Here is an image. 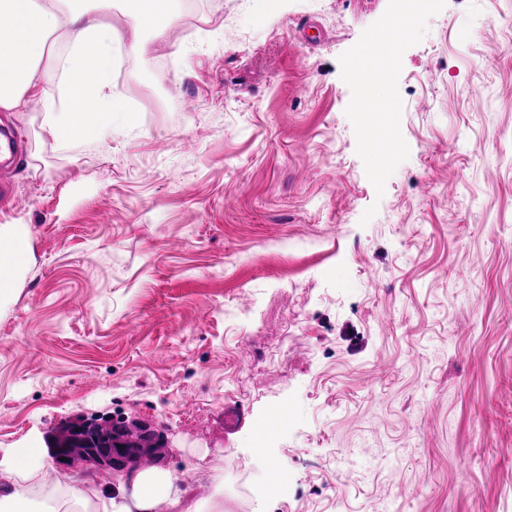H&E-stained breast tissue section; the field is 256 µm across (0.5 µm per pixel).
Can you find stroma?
<instances>
[{"label": "stroma", "mask_w": 512, "mask_h": 512, "mask_svg": "<svg viewBox=\"0 0 512 512\" xmlns=\"http://www.w3.org/2000/svg\"><path fill=\"white\" fill-rule=\"evenodd\" d=\"M397 0H196L112 77L136 126L59 145L41 99L0 224V456L94 414L228 512H512V0H434L359 110ZM29 230L25 224H0V246L10 243L9 252L0 251V305L6 301L28 257ZM93 422L97 423L99 425H103V426H110L111 424H108V423L112 422V430L115 425L125 427L130 432V436H131L130 443L132 446H130L128 448H138V451L140 454H150L156 448H160V447L155 446L156 438L158 435L155 433L140 432L138 426L135 423L131 424L134 427V430H132L128 426V424H126L125 421H123L121 419L118 421H114V420L100 418V419H94ZM106 424H108V425H106Z\"/></svg>", "instance_id": "stroma-1"}]
</instances>
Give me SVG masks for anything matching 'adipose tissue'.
<instances>
[{
    "label": "adipose tissue",
    "mask_w": 512,
    "mask_h": 512,
    "mask_svg": "<svg viewBox=\"0 0 512 512\" xmlns=\"http://www.w3.org/2000/svg\"><path fill=\"white\" fill-rule=\"evenodd\" d=\"M126 19L122 31L104 21L112 10ZM178 0H0V112L23 111L43 97L42 131L59 144L123 132L134 117L112 92L119 59L146 57V32L162 34L173 22ZM412 26L402 11L398 27L361 47L378 71H388L395 48ZM29 230L24 224H0V302L7 300L28 257ZM36 445L9 450L0 458V512H36L24 480L43 470ZM47 512H224L223 500L200 504L178 485L170 472L144 470L116 490L93 479L66 483Z\"/></svg>",
    "instance_id": "obj_1"
}]
</instances>
